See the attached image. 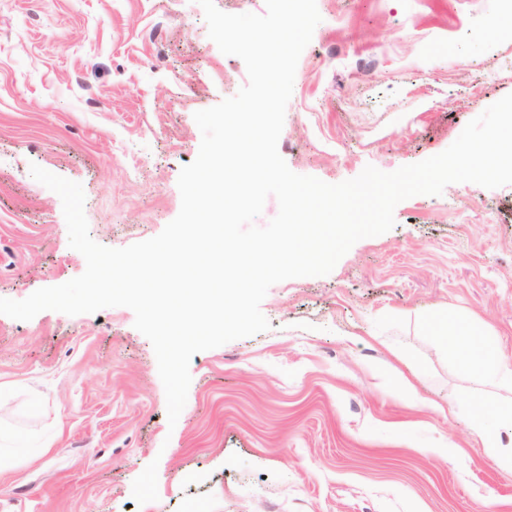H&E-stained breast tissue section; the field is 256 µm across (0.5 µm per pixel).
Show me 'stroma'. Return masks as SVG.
<instances>
[{"label": "stroma", "mask_w": 512, "mask_h": 512, "mask_svg": "<svg viewBox=\"0 0 512 512\" xmlns=\"http://www.w3.org/2000/svg\"><path fill=\"white\" fill-rule=\"evenodd\" d=\"M278 152L336 184L447 149L512 93V0H317ZM244 62L196 0H0V298L85 268L60 197L97 243L157 236L197 157L196 111ZM325 276L274 284L268 331L196 353L176 425L126 307L0 314V512H512V473L469 417L508 396L431 331L482 324L512 364V185H448L394 210Z\"/></svg>", "instance_id": "stroma-1"}]
</instances>
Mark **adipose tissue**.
<instances>
[{
  "label": "adipose tissue",
  "instance_id": "ef3b65f1",
  "mask_svg": "<svg viewBox=\"0 0 512 512\" xmlns=\"http://www.w3.org/2000/svg\"><path fill=\"white\" fill-rule=\"evenodd\" d=\"M440 333L449 348L460 349L463 368L481 377H499L512 385V367L506 364L497 344L489 334L463 324L461 318H445ZM512 426V398L478 409L472 418L471 430L481 440L483 453L488 461L501 470L512 471V445H503L499 428Z\"/></svg>",
  "mask_w": 512,
  "mask_h": 512
}]
</instances>
